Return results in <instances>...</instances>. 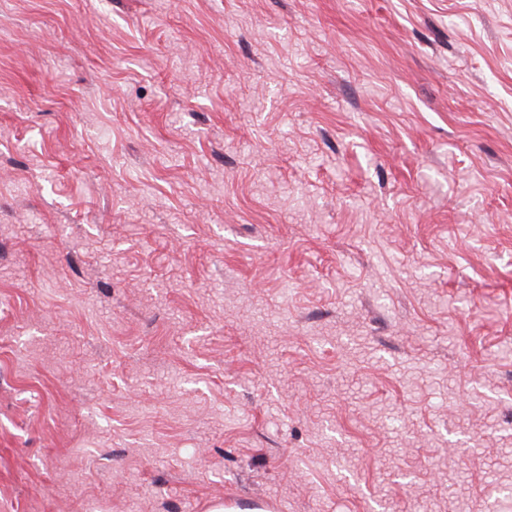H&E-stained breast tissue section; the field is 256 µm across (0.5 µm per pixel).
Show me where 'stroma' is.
I'll return each instance as SVG.
<instances>
[{
	"label": "stroma",
	"instance_id": "1",
	"mask_svg": "<svg viewBox=\"0 0 512 512\" xmlns=\"http://www.w3.org/2000/svg\"><path fill=\"white\" fill-rule=\"evenodd\" d=\"M512 512V0H0V512Z\"/></svg>",
	"mask_w": 512,
	"mask_h": 512
}]
</instances>
